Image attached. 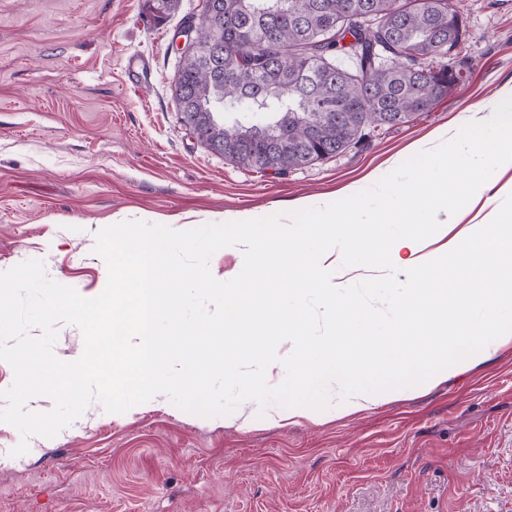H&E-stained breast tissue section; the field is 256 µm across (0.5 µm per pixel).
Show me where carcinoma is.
Wrapping results in <instances>:
<instances>
[{"label":"carcinoma","mask_w":512,"mask_h":512,"mask_svg":"<svg viewBox=\"0 0 512 512\" xmlns=\"http://www.w3.org/2000/svg\"><path fill=\"white\" fill-rule=\"evenodd\" d=\"M199 15L203 57H181L171 81L198 144L245 169L284 175L357 145L365 130L407 124L460 79L426 61L464 37L448 0H210ZM159 22L181 0H147ZM356 61L348 70L335 54Z\"/></svg>","instance_id":"carcinoma-1"}]
</instances>
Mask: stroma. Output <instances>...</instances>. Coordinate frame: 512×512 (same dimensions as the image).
<instances>
[{
    "instance_id": "stroma-1",
    "label": "stroma",
    "mask_w": 512,
    "mask_h": 512,
    "mask_svg": "<svg viewBox=\"0 0 512 512\" xmlns=\"http://www.w3.org/2000/svg\"><path fill=\"white\" fill-rule=\"evenodd\" d=\"M465 25L444 61L462 81L413 122L368 129L357 146L280 176L203 149L171 95L173 34L199 0L156 23L144 0H0V271L36 259L47 276L99 295L96 234L125 220L178 230L318 207L367 187L490 118L512 89V5L448 0ZM152 87L134 89L128 54ZM466 205L435 245L501 205ZM0 422V512H512V341L435 384L357 413L269 424L252 401L210 418L157 396L123 413L91 401L52 438ZM127 74L130 83L140 90H148L153 84L152 68L148 59L138 53L130 55L127 59Z\"/></svg>"
}]
</instances>
